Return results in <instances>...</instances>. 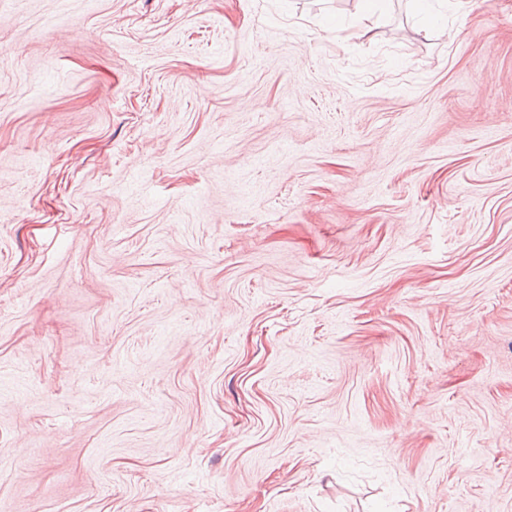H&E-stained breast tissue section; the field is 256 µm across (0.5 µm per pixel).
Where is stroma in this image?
I'll use <instances>...</instances> for the list:
<instances>
[{
  "label": "stroma",
  "instance_id": "35a3bbf8",
  "mask_svg": "<svg viewBox=\"0 0 512 512\" xmlns=\"http://www.w3.org/2000/svg\"><path fill=\"white\" fill-rule=\"evenodd\" d=\"M0 0V512H512V0Z\"/></svg>",
  "mask_w": 512,
  "mask_h": 512
}]
</instances>
